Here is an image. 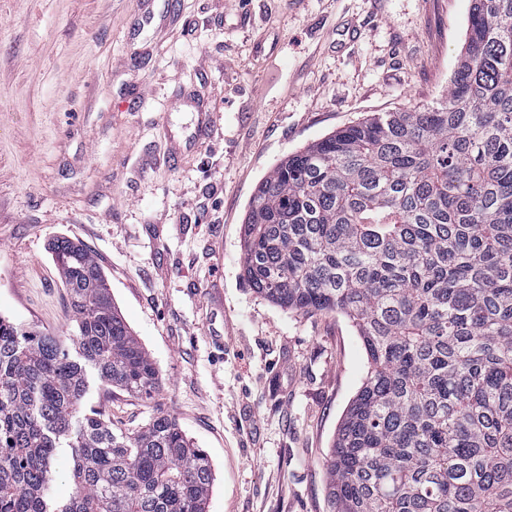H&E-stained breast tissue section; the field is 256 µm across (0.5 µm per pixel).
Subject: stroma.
Masks as SVG:
<instances>
[{
	"mask_svg": "<svg viewBox=\"0 0 512 512\" xmlns=\"http://www.w3.org/2000/svg\"><path fill=\"white\" fill-rule=\"evenodd\" d=\"M469 5L0 0V316L67 335L48 245H83L161 377L87 404L130 432L174 416L212 459L208 512H329L323 457L365 350L345 317L254 294L241 227L289 154L437 101Z\"/></svg>",
	"mask_w": 512,
	"mask_h": 512,
	"instance_id": "1",
	"label": "stroma"
}]
</instances>
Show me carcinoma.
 Returning a JSON list of instances; mask_svg holds the SVG:
<instances>
[{
  "label": "carcinoma",
  "instance_id": "obj_1",
  "mask_svg": "<svg viewBox=\"0 0 512 512\" xmlns=\"http://www.w3.org/2000/svg\"><path fill=\"white\" fill-rule=\"evenodd\" d=\"M242 242L257 295L345 316L367 355L324 461L329 512H512V0H470L438 102L277 164ZM49 249L72 325L0 316V512H206L212 460L171 414L126 433L87 406L95 386L150 398L160 372L88 251ZM54 471L55 490L57 496H68L72 491L73 484L69 477V459L66 452H63L59 456Z\"/></svg>",
  "mask_w": 512,
  "mask_h": 512
}]
</instances>
